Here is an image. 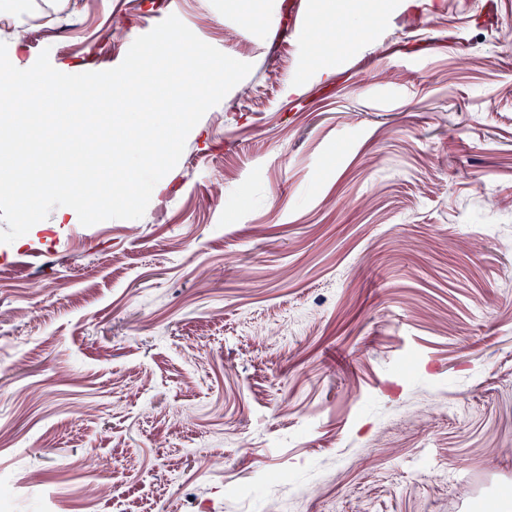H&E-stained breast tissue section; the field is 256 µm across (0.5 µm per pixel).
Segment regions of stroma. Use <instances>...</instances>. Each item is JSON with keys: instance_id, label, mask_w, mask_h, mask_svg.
Masks as SVG:
<instances>
[{"instance_id": "stroma-1", "label": "stroma", "mask_w": 512, "mask_h": 512, "mask_svg": "<svg viewBox=\"0 0 512 512\" xmlns=\"http://www.w3.org/2000/svg\"><path fill=\"white\" fill-rule=\"evenodd\" d=\"M43 3L0 0L14 66L114 68L172 13L252 70L142 218L0 243V512L496 507L512 0H386L352 46L319 0Z\"/></svg>"}]
</instances>
